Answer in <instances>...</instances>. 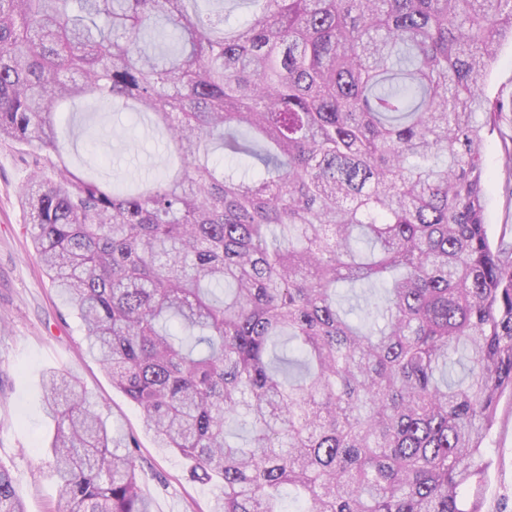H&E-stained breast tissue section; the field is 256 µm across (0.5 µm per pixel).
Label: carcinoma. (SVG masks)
Masks as SVG:
<instances>
[{"instance_id":"1","label":"carcinoma","mask_w":512,"mask_h":512,"mask_svg":"<svg viewBox=\"0 0 512 512\" xmlns=\"http://www.w3.org/2000/svg\"><path fill=\"white\" fill-rule=\"evenodd\" d=\"M0 0V141L35 252L210 512H483L512 395V243L484 221L482 79L512 0ZM143 112L180 162L88 180L57 112ZM54 512H151L77 377L43 375ZM0 512H26L0 466Z\"/></svg>"}]
</instances>
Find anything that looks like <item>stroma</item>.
Returning a JSON list of instances; mask_svg holds the SVG:
<instances>
[{
	"mask_svg": "<svg viewBox=\"0 0 512 512\" xmlns=\"http://www.w3.org/2000/svg\"><path fill=\"white\" fill-rule=\"evenodd\" d=\"M489 98L499 100L502 119L486 126L484 216L491 243L512 240V42L504 41L483 78ZM64 150L72 168L98 180L155 176L173 167L161 141L133 126L126 114L93 102L68 105ZM33 169L32 149L0 142V465L11 474L27 512H52L58 487L41 444L53 428L42 405V375H75L88 401L118 445L136 440L139 480L152 512H209L220 489L198 482L193 465L158 447L140 408L119 390L88 354L78 316L58 298L38 261L30 235L31 214L24 194ZM483 512H512V397L504 396L485 440Z\"/></svg>",
	"mask_w": 512,
	"mask_h": 512,
	"instance_id": "stroma-1",
	"label": "stroma"
}]
</instances>
